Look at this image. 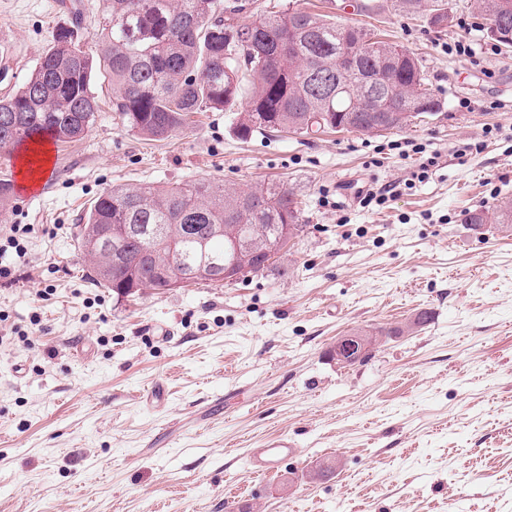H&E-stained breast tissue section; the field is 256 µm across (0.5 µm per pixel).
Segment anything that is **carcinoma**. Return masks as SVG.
<instances>
[{
	"label": "carcinoma",
	"mask_w": 512,
	"mask_h": 512,
	"mask_svg": "<svg viewBox=\"0 0 512 512\" xmlns=\"http://www.w3.org/2000/svg\"><path fill=\"white\" fill-rule=\"evenodd\" d=\"M110 18L94 51L80 46V11L60 27L35 68L0 97V147L37 137L69 142L91 127L98 100L96 80L112 84V110L130 131L154 140L172 137L193 112L223 111L241 95V78L252 79L236 133L287 132L315 136L342 130L373 136V118L392 116L400 130L440 100L407 47L384 41L373 25L346 23L284 4L250 23H240L244 0H111ZM499 0H472L471 8L500 29V44L512 46V10ZM414 17L434 14L449 24V0H397ZM325 115L324 122L311 114ZM14 185L0 179V217ZM512 224V200L467 212V224ZM125 225L112 244L107 225ZM281 224L305 220L295 194L277 185L241 188L195 180L165 187H116L91 204L78 243L92 280L128 297L163 289L157 267L173 264L185 274L206 260L215 272L227 261V231L242 240H276ZM179 239L170 253L167 239Z\"/></svg>",
	"instance_id": "obj_1"
}]
</instances>
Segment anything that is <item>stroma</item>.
Listing matches in <instances>:
<instances>
[{
    "instance_id": "1",
    "label": "stroma",
    "mask_w": 512,
    "mask_h": 512,
    "mask_svg": "<svg viewBox=\"0 0 512 512\" xmlns=\"http://www.w3.org/2000/svg\"><path fill=\"white\" fill-rule=\"evenodd\" d=\"M359 2L421 61L437 118L243 140L236 111L201 112L157 141L99 80L87 135L45 140L37 195L0 224L32 228L0 275V512H512V229L464 221L512 199V48L470 0L440 32ZM69 20L62 0H0V96ZM459 39L475 58L450 52ZM199 178L293 188L306 227L232 284L119 299L92 280L78 233L96 197ZM381 328L366 362L331 357ZM157 385L165 401L142 399ZM279 435L298 454L251 473L246 449Z\"/></svg>"
}]
</instances>
